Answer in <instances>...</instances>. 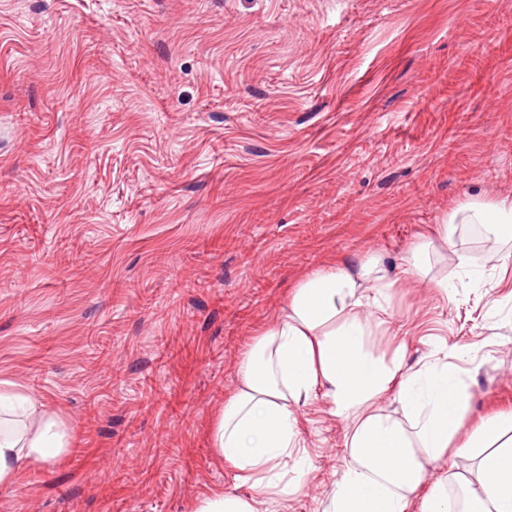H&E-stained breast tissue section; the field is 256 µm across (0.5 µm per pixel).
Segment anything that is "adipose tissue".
Masks as SVG:
<instances>
[{
  "instance_id": "adipose-tissue-1",
  "label": "adipose tissue",
  "mask_w": 512,
  "mask_h": 512,
  "mask_svg": "<svg viewBox=\"0 0 512 512\" xmlns=\"http://www.w3.org/2000/svg\"><path fill=\"white\" fill-rule=\"evenodd\" d=\"M463 211L491 234L512 228V196L471 199L449 210L434 235L410 242L409 275L424 278L430 253L451 245ZM397 285L374 253L355 266L328 262L290 288L244 352L212 431L237 484L252 492L212 491L196 512H268L279 462L300 445L297 411L320 395L346 424L349 455L324 512H407L423 487V512H512V413L483 418L457 444L470 408L457 368L435 359L411 369L404 347L388 357L370 350L373 329L389 322L386 303ZM392 391L398 415L379 406ZM69 445L62 421L36 397L0 388L1 487L30 465L54 463ZM459 452L470 456L471 471L451 469L426 483L431 463Z\"/></svg>"
}]
</instances>
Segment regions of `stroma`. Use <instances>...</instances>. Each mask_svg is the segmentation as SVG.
Returning a JSON list of instances; mask_svg holds the SVG:
<instances>
[{"label":"stroma","mask_w":512,"mask_h":512,"mask_svg":"<svg viewBox=\"0 0 512 512\" xmlns=\"http://www.w3.org/2000/svg\"><path fill=\"white\" fill-rule=\"evenodd\" d=\"M507 193L512 0H0V382L72 443L0 512H195L236 486L212 423L289 288L372 253L404 278L413 237ZM510 253L456 231L371 350L512 411ZM329 408L299 409L312 472L273 512H323Z\"/></svg>","instance_id":"stroma-1"}]
</instances>
